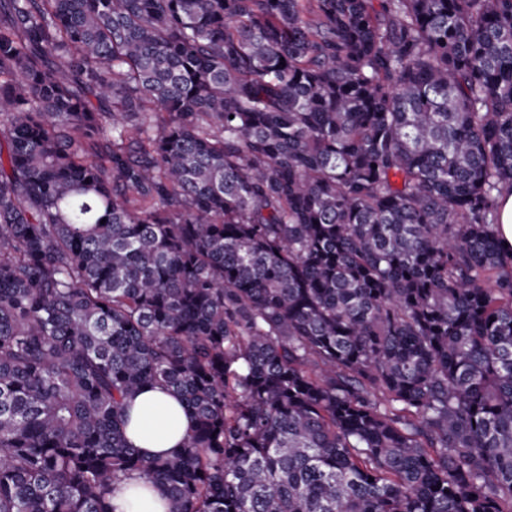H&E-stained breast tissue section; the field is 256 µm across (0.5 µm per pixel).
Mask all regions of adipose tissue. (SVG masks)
I'll use <instances>...</instances> for the list:
<instances>
[{
    "label": "adipose tissue",
    "mask_w": 512,
    "mask_h": 512,
    "mask_svg": "<svg viewBox=\"0 0 512 512\" xmlns=\"http://www.w3.org/2000/svg\"><path fill=\"white\" fill-rule=\"evenodd\" d=\"M127 437L146 456H169L179 451L194 422L183 405L167 391L146 387L130 402ZM112 503L116 512H167L156 489H147L139 479L121 483Z\"/></svg>",
    "instance_id": "adipose-tissue-1"
}]
</instances>
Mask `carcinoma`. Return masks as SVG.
<instances>
[{
  "label": "carcinoma",
  "instance_id": "obj_1",
  "mask_svg": "<svg viewBox=\"0 0 512 512\" xmlns=\"http://www.w3.org/2000/svg\"><path fill=\"white\" fill-rule=\"evenodd\" d=\"M506 194L512 0H0V512H512ZM498 238L501 246L510 253L512 250V195H506L500 200ZM508 243V247H505ZM128 440L145 456H170L179 451L194 421L167 391L145 387L130 402ZM112 504L116 512H167L166 502L156 489H146L140 479H129L118 486Z\"/></svg>",
  "mask_w": 512,
  "mask_h": 512
}]
</instances>
